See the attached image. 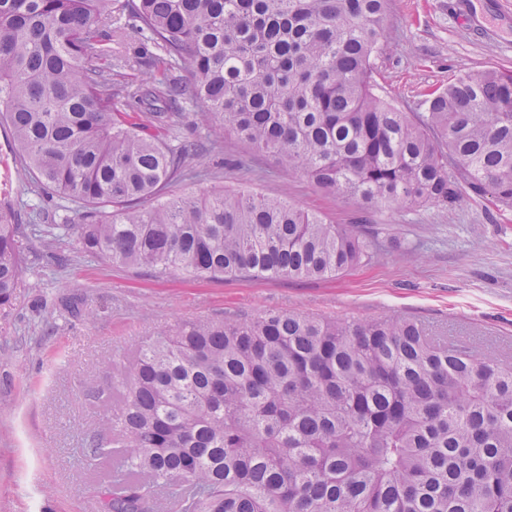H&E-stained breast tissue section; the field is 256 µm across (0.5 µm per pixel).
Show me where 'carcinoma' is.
Segmentation results:
<instances>
[{
  "instance_id": "cac0c4a2",
  "label": "carcinoma",
  "mask_w": 512,
  "mask_h": 512,
  "mask_svg": "<svg viewBox=\"0 0 512 512\" xmlns=\"http://www.w3.org/2000/svg\"><path fill=\"white\" fill-rule=\"evenodd\" d=\"M387 0H138L167 63L135 97L176 98L362 207L512 208V73L463 72L405 112L374 92ZM112 0H0V106L41 185L86 208L85 253L196 279L327 280L369 256L356 224L282 197L159 200L189 149L109 111ZM0 210V304L23 274ZM86 460L117 455L100 512H512V361L422 322L282 311L199 319L137 348Z\"/></svg>"
}]
</instances>
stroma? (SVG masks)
<instances>
[{"instance_id": "obj_1", "label": "stroma", "mask_w": 512, "mask_h": 512, "mask_svg": "<svg viewBox=\"0 0 512 512\" xmlns=\"http://www.w3.org/2000/svg\"><path fill=\"white\" fill-rule=\"evenodd\" d=\"M112 57L137 63L112 79V110L174 146L193 147L187 177L162 198L213 190L285 196L329 224H361L376 243L368 261L324 281L192 282L105 264L49 224L78 212L22 177L12 133L0 124V203L23 225L24 272L0 304V512H93L109 465L82 463L103 428L111 394L107 365L167 326L195 319L251 318L269 310L325 320L404 316L465 342L512 355V211L477 196L448 209L377 206L318 189L275 154L261 152L199 118L183 100L167 123L134 98L163 72L154 45L126 0H112ZM512 71V0H393L375 59L377 95L422 111L429 91L464 71Z\"/></svg>"}]
</instances>
